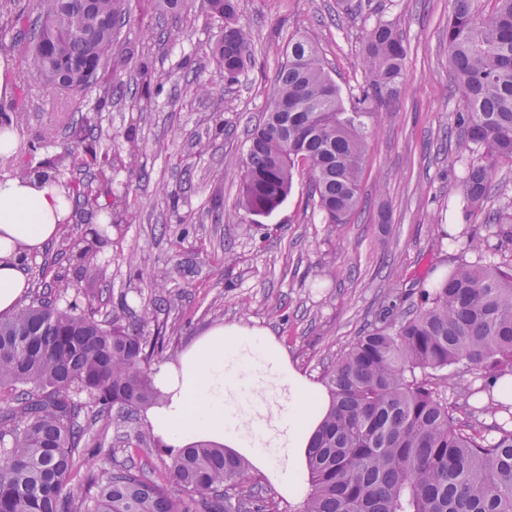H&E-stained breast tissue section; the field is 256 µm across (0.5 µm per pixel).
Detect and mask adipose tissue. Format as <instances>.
Returning <instances> with one entry per match:
<instances>
[{
    "label": "adipose tissue",
    "mask_w": 512,
    "mask_h": 512,
    "mask_svg": "<svg viewBox=\"0 0 512 512\" xmlns=\"http://www.w3.org/2000/svg\"><path fill=\"white\" fill-rule=\"evenodd\" d=\"M71 210L54 183L0 175V313L18 308L30 287L26 259L58 237L57 218ZM150 376L161 402L146 423L166 447L224 446L287 499L305 498L308 449L332 398L294 366L269 329L213 326Z\"/></svg>",
    "instance_id": "1"
}]
</instances>
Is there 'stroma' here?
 Instances as JSON below:
<instances>
[{"instance_id":"35a3bbf8","label":"stroma","mask_w":512,"mask_h":512,"mask_svg":"<svg viewBox=\"0 0 512 512\" xmlns=\"http://www.w3.org/2000/svg\"><path fill=\"white\" fill-rule=\"evenodd\" d=\"M145 9V0H136L120 38L173 76L150 98L122 97L93 114L112 132L115 154L133 149L139 155L137 168L120 174L129 192L128 217L94 254L99 272L92 278L80 276L71 249L83 225H63L58 238L28 260L31 287L43 274L70 270L69 300L92 307L97 318L118 315L148 334L165 327V362L214 325L266 327L293 364L320 381L378 310L400 303L420 281L475 260L463 244L482 239L489 214L512 199V166L498 169L488 200L463 219L467 159L456 150L455 127L462 103L443 37L452 0H238V22L250 35L256 65L232 85L212 59L219 24L197 8L170 16L168 26L183 35L162 43L151 38ZM381 21L401 34L406 64L395 96L366 121L360 200L349 223H322L307 204L303 172L272 215L237 219L247 132L270 104L290 38L302 33L314 41L349 107L364 82V39ZM185 58L189 68H178ZM191 82L222 89V111L193 95ZM98 95L95 87L73 97L33 85L24 135H51L39 158L60 152L66 139L62 127H51L52 116L92 113ZM130 132L135 142L127 141ZM382 210L388 223L378 221ZM442 225L458 246L441 238ZM161 271L165 285L153 287ZM147 309L153 318L145 323Z\"/></svg>"}]
</instances>
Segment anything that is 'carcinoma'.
<instances>
[{"instance_id":"cac0c4a2","label":"carcinoma","mask_w":512,"mask_h":512,"mask_svg":"<svg viewBox=\"0 0 512 512\" xmlns=\"http://www.w3.org/2000/svg\"><path fill=\"white\" fill-rule=\"evenodd\" d=\"M156 13L178 17L195 0H151ZM224 22L213 58L232 84L248 67L249 33L236 22L237 0H203ZM130 0H0V35L23 47L11 78L12 118L27 117L29 80L68 95L99 88L94 111L112 107L122 84L101 82L135 62L140 92L161 87L169 73L127 47L116 56ZM448 59L463 108L459 145L475 148L462 176L463 212L483 205L492 177L512 166V0H454L446 31ZM406 57L402 37L379 23L362 50L364 85L353 111L315 44L296 35L274 80L272 106L248 135L239 209L267 216L287 200L294 174L309 176L312 205L325 224H346L356 210L365 152L364 117L396 92ZM112 134L91 121L72 122L62 150L29 165L33 142L16 143L5 159L14 177L61 186L73 215L96 219L79 259L105 241L128 192L117 175L136 163L112 155ZM489 235L464 262L421 284L402 311L377 313L363 335L328 367L333 399L309 452L310 489L295 512H512V403L493 384L512 377V259L493 261L512 243V201L488 218ZM73 287L56 272L32 301L0 316V512H276L263 488H245L242 456L212 443L173 452L139 426L157 403L149 366L163 353L159 330L144 336L117 317L100 321L73 302ZM467 374L448 402V368ZM89 396L94 409L78 400ZM491 423L462 422L457 412ZM135 431L148 452L169 458L168 481H153L132 459L108 456L74 482L88 437L99 422Z\"/></svg>"}]
</instances>
